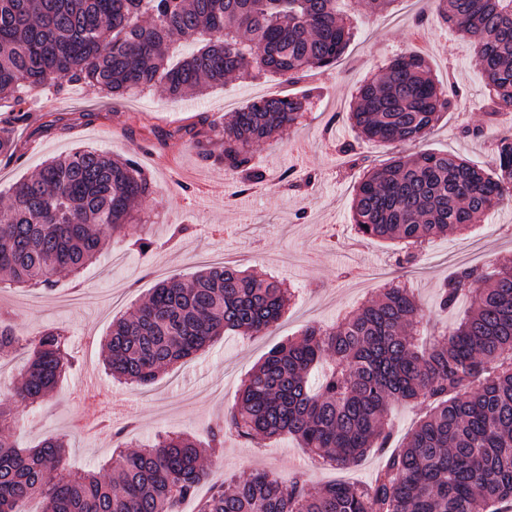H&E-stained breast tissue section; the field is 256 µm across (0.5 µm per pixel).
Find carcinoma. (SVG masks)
Masks as SVG:
<instances>
[{"instance_id": "obj_1", "label": "carcinoma", "mask_w": 512, "mask_h": 512, "mask_svg": "<svg viewBox=\"0 0 512 512\" xmlns=\"http://www.w3.org/2000/svg\"><path fill=\"white\" fill-rule=\"evenodd\" d=\"M338 0H0V101L13 103L0 128V156L20 152L13 128L31 118L25 93L82 83L110 98L156 87L172 99L254 80L273 72L289 83L327 73L347 49L350 27ZM438 15L467 40L488 88L487 115L512 110V0H438ZM200 46L170 62L176 38ZM312 91L264 96L226 121L203 117L185 130L190 147L224 164L246 191L266 181L254 146L301 124ZM426 59L390 60L357 91L350 120L361 139L389 144L422 140L455 106ZM136 155L89 147L45 162L11 187L0 208L2 288L48 291L62 271L80 274L98 260L112 234L133 219L151 193ZM512 197V135L498 139L494 169L448 152L398 155L363 173L353 221L368 240L399 245L411 263L431 239L466 230ZM291 296L282 282L232 265L207 266L183 283L157 284L129 318L112 322L104 342L112 377L133 388L154 384L169 366L225 332L258 336L282 318ZM469 312L435 335L416 336L424 316L411 288L391 282L381 297L336 324L308 326L297 340L272 347L249 374L224 421L204 440L159 436L148 448L117 445L111 470L64 476L66 442L36 448L13 439L20 419L0 405V512H182L208 474L229 432L255 448L287 436L321 464L347 466L390 447L392 400L425 406L374 483L335 482L308 490L306 474L284 481L267 470L224 476L196 512H503L512 506V259L493 270L464 267L443 282L437 307L459 299ZM27 354L17 396L48 398L72 355L66 331L46 327L21 338L0 312V358Z\"/></svg>"}]
</instances>
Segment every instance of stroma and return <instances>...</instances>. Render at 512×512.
Wrapping results in <instances>:
<instances>
[{
	"label": "stroma",
	"instance_id": "stroma-1",
	"mask_svg": "<svg viewBox=\"0 0 512 512\" xmlns=\"http://www.w3.org/2000/svg\"><path fill=\"white\" fill-rule=\"evenodd\" d=\"M386 17H364L359 7L348 11L353 31L335 70L288 84L276 74L227 85L180 101L167 99L161 89L134 98L110 100L82 85L65 92L29 91L34 110L53 109L62 119L51 127L39 119L18 135L24 143L19 159H0V193L35 173L47 159L91 146L110 155L138 154L153 182V192L138 206L139 223L114 233L98 261L77 277L60 276L53 291L14 289L0 293V309L9 311L16 329L32 334L46 326L66 330L74 365L59 380L53 394L38 404L20 401L15 393L24 354L0 360V404L13 408L22 420L15 439L33 448L45 437H65L68 469L98 471L112 455L113 433L124 428L123 439L138 447L151 445L158 435L189 433L205 438L210 425L236 403L241 384L276 344L299 337L310 324H330L344 312L375 297L383 281L370 278L369 269L385 270L390 278L408 282L425 317L436 326L453 322L467 312L459 302L449 313L436 310L440 285L462 266L455 252L471 242L483 245L477 266L494 267L512 257V200L501 204L469 230L441 236L419 256L422 273L397 266L388 242L361 239L351 220V202L358 171L348 169L333 150L336 142L354 139L349 124L351 99L361 80L377 75L391 59L413 52L416 26L427 32L425 54L439 83H451L462 101L437 121L433 132L403 148L367 142L362 150L369 165L389 162L397 153L443 150L459 154L470 164L491 170L493 142L503 123L490 122L483 110L487 92L471 48L452 28L439 21L435 0H394ZM314 95L300 125L256 147L255 160L270 178L312 175L309 194L266 188L240 192L222 164L199 158L182 139L169 140L163 157L170 167L159 169L147 152L155 133L171 132L218 118L256 98L271 94ZM482 127V137H467L463 127ZM188 225L175 237L171 228ZM150 238L152 251L142 254L130 243ZM248 271L278 277L293 290L277 326L261 336L227 332L214 338L196 355L170 367L155 384L133 389L108 373L101 348L113 319L136 308L155 285L166 278L190 280L212 253ZM377 452L367 453L346 467L314 462L289 438L255 448L227 437L224 456L210 467L200 485L205 496L225 474L247 476L255 470L288 479L296 470L308 476L309 489L333 482L369 484L384 463Z\"/></svg>",
	"mask_w": 512,
	"mask_h": 512
}]
</instances>
